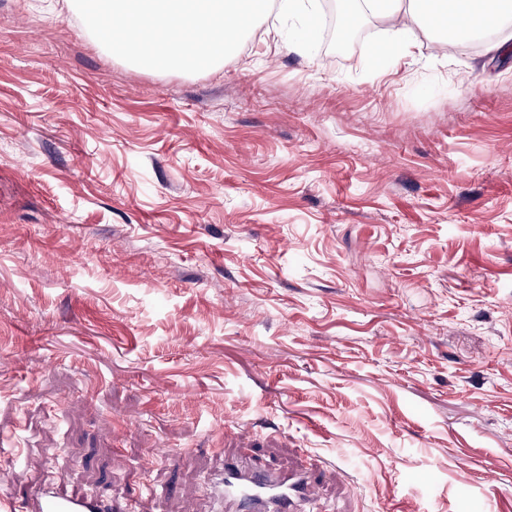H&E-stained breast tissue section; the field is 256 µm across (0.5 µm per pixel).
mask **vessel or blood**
Returning a JSON list of instances; mask_svg holds the SVG:
<instances>
[{
  "instance_id": "vessel-or-blood-1",
  "label": "vessel or blood",
  "mask_w": 512,
  "mask_h": 512,
  "mask_svg": "<svg viewBox=\"0 0 512 512\" xmlns=\"http://www.w3.org/2000/svg\"><path fill=\"white\" fill-rule=\"evenodd\" d=\"M315 485L306 474H273L232 458L224 465L216 493L235 512H307ZM36 512H112V504L98 496L62 497L47 490L38 498Z\"/></svg>"
}]
</instances>
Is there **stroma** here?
Masks as SVG:
<instances>
[{
  "mask_svg": "<svg viewBox=\"0 0 512 512\" xmlns=\"http://www.w3.org/2000/svg\"><path fill=\"white\" fill-rule=\"evenodd\" d=\"M217 71L0 0V491L211 512L226 458L335 512H512V23ZM473 462L467 481L459 457Z\"/></svg>",
  "mask_w": 512,
  "mask_h": 512,
  "instance_id": "35a3bbf8",
  "label": "stroma"
}]
</instances>
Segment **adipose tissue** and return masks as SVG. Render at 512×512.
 Masks as SVG:
<instances>
[{"mask_svg": "<svg viewBox=\"0 0 512 512\" xmlns=\"http://www.w3.org/2000/svg\"><path fill=\"white\" fill-rule=\"evenodd\" d=\"M349 24L369 16L389 25L395 32L386 43L387 55L408 49L415 27L434 34L439 46L452 39H468L500 28L512 19V0H349Z\"/></svg>", "mask_w": 512, "mask_h": 512, "instance_id": "obj_1", "label": "adipose tissue"}]
</instances>
